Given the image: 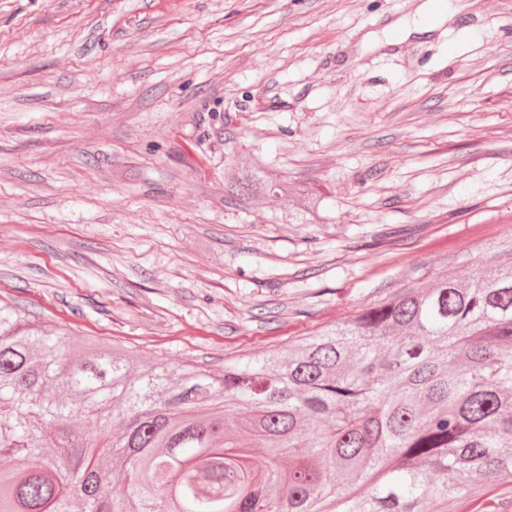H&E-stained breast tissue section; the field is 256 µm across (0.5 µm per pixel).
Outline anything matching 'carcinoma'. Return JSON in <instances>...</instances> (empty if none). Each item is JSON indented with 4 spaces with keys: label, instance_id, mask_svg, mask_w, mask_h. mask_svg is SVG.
Segmentation results:
<instances>
[{
    "label": "carcinoma",
    "instance_id": "cac0c4a2",
    "mask_svg": "<svg viewBox=\"0 0 512 512\" xmlns=\"http://www.w3.org/2000/svg\"><path fill=\"white\" fill-rule=\"evenodd\" d=\"M224 184L319 204L257 163L228 164ZM424 278L219 376L135 369L95 339L75 357L0 307V455L17 460L0 470V512H437L512 479V239L464 280ZM106 454L127 500L110 496Z\"/></svg>",
    "mask_w": 512,
    "mask_h": 512
}]
</instances>
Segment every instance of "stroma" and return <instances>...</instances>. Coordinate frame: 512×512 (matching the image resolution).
Wrapping results in <instances>:
<instances>
[{"label":"stroma","mask_w":512,"mask_h":512,"mask_svg":"<svg viewBox=\"0 0 512 512\" xmlns=\"http://www.w3.org/2000/svg\"><path fill=\"white\" fill-rule=\"evenodd\" d=\"M423 2L0 0V303L217 375L467 275L512 234V0L386 44ZM239 158L321 205L229 192Z\"/></svg>","instance_id":"35a3bbf8"}]
</instances>
